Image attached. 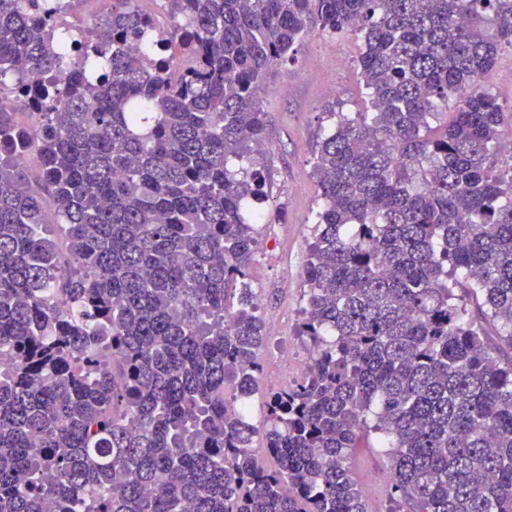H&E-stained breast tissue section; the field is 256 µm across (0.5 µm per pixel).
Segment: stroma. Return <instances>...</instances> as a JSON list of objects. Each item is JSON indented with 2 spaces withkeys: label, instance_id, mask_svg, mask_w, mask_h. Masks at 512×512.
<instances>
[{
  "label": "stroma",
  "instance_id": "stroma-1",
  "mask_svg": "<svg viewBox=\"0 0 512 512\" xmlns=\"http://www.w3.org/2000/svg\"><path fill=\"white\" fill-rule=\"evenodd\" d=\"M354 40L337 42L314 34L298 47L295 63L274 69L262 105L269 113L265 150L257 160L267 176L262 245L249 269L250 284L266 311L281 321L282 339L261 354L264 370L275 369L295 336L304 306V269L313 241L318 189L312 175L316 141L331 122L323 108L343 104L354 111L365 90L358 78ZM353 476L372 512H384L388 477L378 449L364 448L352 460Z\"/></svg>",
  "mask_w": 512,
  "mask_h": 512
}]
</instances>
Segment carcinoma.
<instances>
[{"label": "carcinoma", "instance_id": "carcinoma-1", "mask_svg": "<svg viewBox=\"0 0 512 512\" xmlns=\"http://www.w3.org/2000/svg\"><path fill=\"white\" fill-rule=\"evenodd\" d=\"M167 3L160 31L112 0L72 51L57 5L0 0L29 118L0 109V512H369L370 439L387 512H512V106L485 85L512 0ZM314 30L361 41L369 106L325 110L308 369L257 425L251 153ZM351 465L353 476L362 488L369 507L384 510L387 506L385 489L388 477L378 448H362L353 456Z\"/></svg>", "mask_w": 512, "mask_h": 512}]
</instances>
